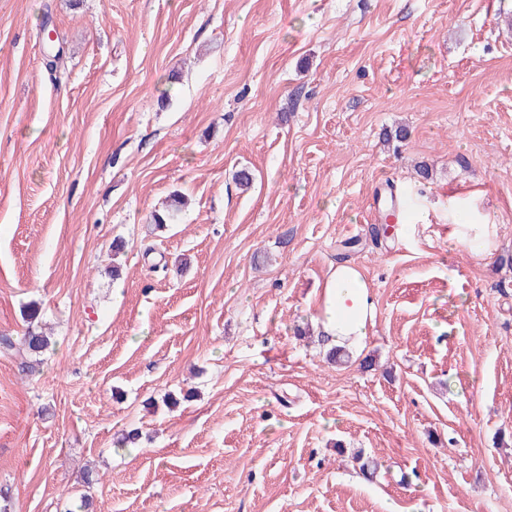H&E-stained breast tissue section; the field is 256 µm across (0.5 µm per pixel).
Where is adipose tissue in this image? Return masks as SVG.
<instances>
[{
	"instance_id": "adipose-tissue-1",
	"label": "adipose tissue",
	"mask_w": 512,
	"mask_h": 512,
	"mask_svg": "<svg viewBox=\"0 0 512 512\" xmlns=\"http://www.w3.org/2000/svg\"><path fill=\"white\" fill-rule=\"evenodd\" d=\"M448 212L453 219L451 240L477 258L492 252L495 224L482 215L466 212L461 199L454 196L448 199ZM375 318L374 295L361 271L346 262L332 267L312 317L318 335L328 346L357 352L364 348Z\"/></svg>"
}]
</instances>
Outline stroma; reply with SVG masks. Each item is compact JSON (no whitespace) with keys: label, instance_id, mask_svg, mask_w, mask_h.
I'll list each match as a JSON object with an SVG mask.
<instances>
[{"label":"stroma","instance_id":"1","mask_svg":"<svg viewBox=\"0 0 512 512\" xmlns=\"http://www.w3.org/2000/svg\"><path fill=\"white\" fill-rule=\"evenodd\" d=\"M344 255L377 317L337 367ZM510 256L512 0H0V335L35 301L54 340L0 356L8 512H512ZM458 197L448 198V213L453 219L450 225L451 240L468 248L476 258L489 255L494 247L496 226L486 217L470 214L462 208ZM376 318L374 295L359 269L349 263L332 267L312 316L327 346L358 352L366 345Z\"/></svg>","mask_w":512,"mask_h":512}]
</instances>
